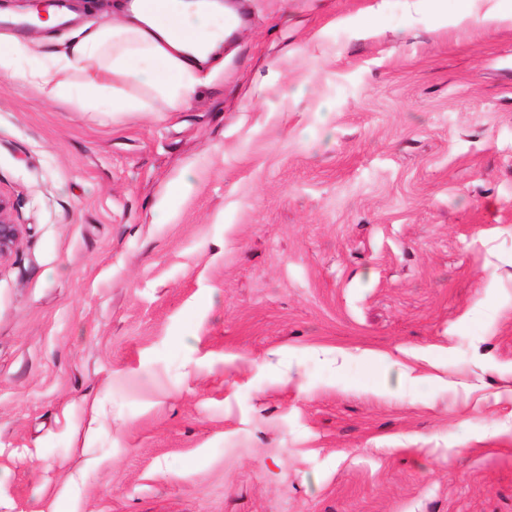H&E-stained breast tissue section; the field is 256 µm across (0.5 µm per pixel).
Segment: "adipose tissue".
I'll return each instance as SVG.
<instances>
[{"label":"adipose tissue","mask_w":512,"mask_h":512,"mask_svg":"<svg viewBox=\"0 0 512 512\" xmlns=\"http://www.w3.org/2000/svg\"><path fill=\"white\" fill-rule=\"evenodd\" d=\"M184 31L171 38L136 6L119 0L116 21L81 34L62 55L16 72L17 61L28 51L26 40L0 39V72L19 73L24 84L56 101H66L82 112L101 111L110 99L114 112H146L148 100L130 95L136 85L153 92L171 107L189 101L197 92L202 66L223 67L224 10L215 0H170ZM83 74L73 84V70Z\"/></svg>","instance_id":"obj_1"}]
</instances>
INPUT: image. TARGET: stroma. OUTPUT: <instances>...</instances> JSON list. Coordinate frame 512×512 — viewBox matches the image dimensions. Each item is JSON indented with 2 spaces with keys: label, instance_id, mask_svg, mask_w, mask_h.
Masks as SVG:
<instances>
[{
  "label": "stroma",
  "instance_id": "obj_1",
  "mask_svg": "<svg viewBox=\"0 0 512 512\" xmlns=\"http://www.w3.org/2000/svg\"><path fill=\"white\" fill-rule=\"evenodd\" d=\"M240 3L183 107L0 73V512H512V0ZM19 235L20 224L13 219L12 206L0 195V260L11 254Z\"/></svg>",
  "mask_w": 512,
  "mask_h": 512
}]
</instances>
